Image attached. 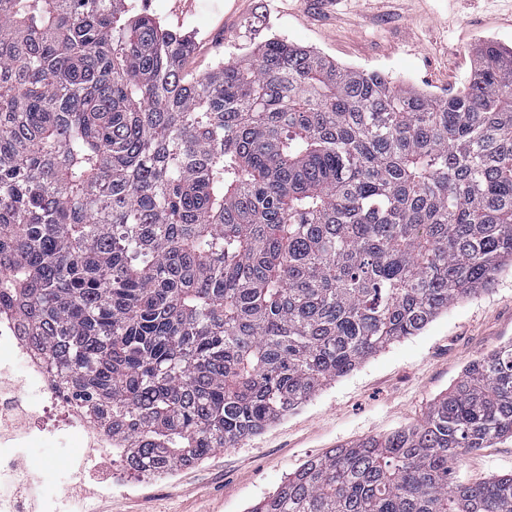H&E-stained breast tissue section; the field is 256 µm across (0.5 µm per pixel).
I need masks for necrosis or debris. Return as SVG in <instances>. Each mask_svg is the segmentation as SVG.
Segmentation results:
<instances>
[{"mask_svg": "<svg viewBox=\"0 0 512 512\" xmlns=\"http://www.w3.org/2000/svg\"><path fill=\"white\" fill-rule=\"evenodd\" d=\"M77 449L76 463L94 462V451L112 445V434L87 419L72 398L48 379L41 356L11 314L0 316V481L14 480L18 449L35 440Z\"/></svg>", "mask_w": 512, "mask_h": 512, "instance_id": "necrosis-or-debris-1", "label": "necrosis or debris"}]
</instances>
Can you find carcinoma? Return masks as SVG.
<instances>
[{
	"label": "carcinoma",
	"instance_id": "1",
	"mask_svg": "<svg viewBox=\"0 0 512 512\" xmlns=\"http://www.w3.org/2000/svg\"><path fill=\"white\" fill-rule=\"evenodd\" d=\"M136 0H0V314L169 474L234 448L512 264V48L445 96L273 38L188 78ZM512 344L417 424L250 512H512ZM512 474V438L497 440L492 448H482L465 455L455 470L460 482L486 480Z\"/></svg>",
	"mask_w": 512,
	"mask_h": 512
}]
</instances>
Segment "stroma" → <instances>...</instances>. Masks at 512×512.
<instances>
[{
    "label": "stroma",
    "mask_w": 512,
    "mask_h": 512,
    "mask_svg": "<svg viewBox=\"0 0 512 512\" xmlns=\"http://www.w3.org/2000/svg\"><path fill=\"white\" fill-rule=\"evenodd\" d=\"M165 28L189 35L187 73L246 57L277 37L336 63L377 71L421 92L442 95L473 75L481 42L512 47V0H144ZM512 343V268L487 290L438 314L418 334L387 346L296 410L233 448L167 476L111 480L112 455L64 474L71 451L27 449L43 496L61 484L88 512H249L307 460L415 425L473 360ZM512 474V438L465 455L460 482Z\"/></svg>",
    "instance_id": "1"
}]
</instances>
